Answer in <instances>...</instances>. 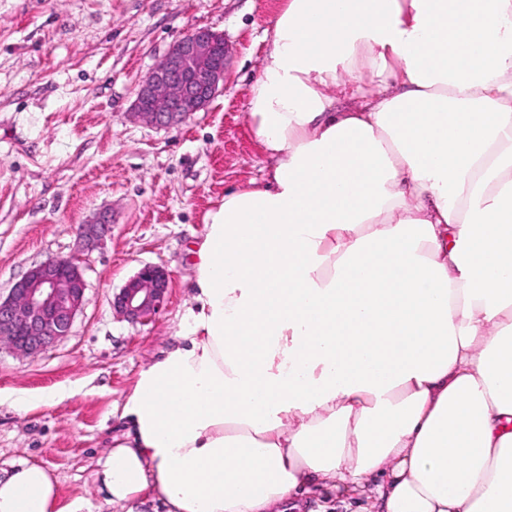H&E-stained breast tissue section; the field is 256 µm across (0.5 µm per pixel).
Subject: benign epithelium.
<instances>
[{"label":"benign epithelium","instance_id":"benign-epithelium-1","mask_svg":"<svg viewBox=\"0 0 512 512\" xmlns=\"http://www.w3.org/2000/svg\"><path fill=\"white\" fill-rule=\"evenodd\" d=\"M218 38L209 29H195L173 43L139 85L134 114L169 127L204 109L224 88L228 56L218 55ZM111 228L112 219L104 214L80 225L79 236L91 247ZM169 283L165 268L145 265L113 296L112 307L131 322L144 321L163 306ZM86 288L83 269L73 256L50 257L31 267L7 296H0V344L24 355L53 346L70 332Z\"/></svg>","mask_w":512,"mask_h":512}]
</instances>
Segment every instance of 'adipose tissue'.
<instances>
[{"instance_id": "obj_1", "label": "adipose tissue", "mask_w": 512, "mask_h": 512, "mask_svg": "<svg viewBox=\"0 0 512 512\" xmlns=\"http://www.w3.org/2000/svg\"><path fill=\"white\" fill-rule=\"evenodd\" d=\"M267 40L268 166L204 217L106 502L273 512L378 474L383 512H512V0H286ZM81 509L39 464L0 475V512Z\"/></svg>"}]
</instances>
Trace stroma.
<instances>
[{"label":"stroma","instance_id":"35a3bbf8","mask_svg":"<svg viewBox=\"0 0 512 512\" xmlns=\"http://www.w3.org/2000/svg\"><path fill=\"white\" fill-rule=\"evenodd\" d=\"M284 0H0V294L52 256H78L85 304L68 336L22 356L0 346V468L49 469L83 512H121L94 480L96 460L139 372L167 349L193 294L187 249L226 188L262 179L267 158L247 104ZM197 28L224 36V90L183 123L131 112L143 77ZM111 214L112 231L81 246L78 227ZM164 267L163 307L133 323L112 296L144 265ZM66 389L20 412L17 393ZM387 481L323 488L296 512H380Z\"/></svg>","mask_w":512,"mask_h":512}]
</instances>
